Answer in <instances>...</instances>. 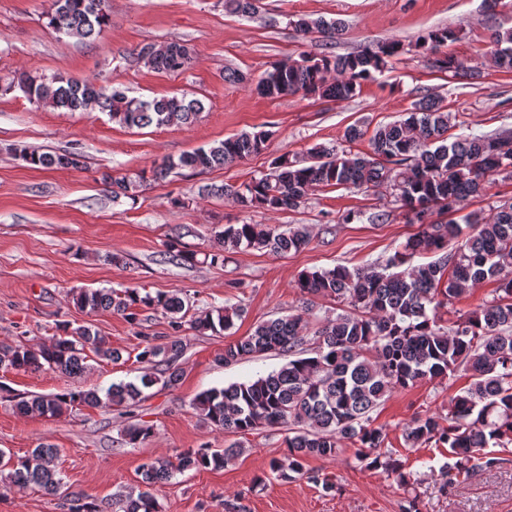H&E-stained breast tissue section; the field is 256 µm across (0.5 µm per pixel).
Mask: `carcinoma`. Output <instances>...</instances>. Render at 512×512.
Wrapping results in <instances>:
<instances>
[{
	"mask_svg": "<svg viewBox=\"0 0 512 512\" xmlns=\"http://www.w3.org/2000/svg\"><path fill=\"white\" fill-rule=\"evenodd\" d=\"M258 0H224V10L250 18ZM53 29L79 40L100 34L109 22L106 0H52L47 14ZM296 27L304 34L319 33L328 38L342 30V24L323 17H302ZM456 30L439 28L428 32L415 48L434 56L436 68L452 74L459 83L470 85L480 72L466 66L441 48L455 40ZM403 52L398 42H382L374 48L347 56L305 54L277 62L256 82V90L267 98L301 93L305 96L346 100L361 85L385 72L390 61ZM490 53L496 66L512 72V28L492 34ZM139 59L162 72L186 69L191 57L180 45L176 55L151 53L141 47ZM27 99L67 112H106L112 121L128 128H161L192 124L204 110L198 98L155 97L143 100L112 89L96 79L70 80L63 77L30 75L16 78ZM451 113L444 101L424 94L417 98L401 119L377 126L369 138L370 151H337L314 146L307 157L283 154L269 171L238 187L209 188L214 196H230L244 208L271 212L296 210L314 191L331 186L376 188L385 183L395 190L397 202L408 222L418 231L408 237L402 249L367 268L351 270L336 265L302 273L295 284L304 295L329 297L348 310L312 327L307 312L290 313L261 322L254 331L224 346L218 361L232 365L248 357L275 354L288 358L279 369L255 380L233 383L196 395L192 409L214 429L226 434L248 435L265 428L286 427L288 453L270 461V472L282 480L307 474L305 461L311 456H336L345 440L363 448L358 460L383 470L405 486L418 479L404 471L395 452L375 456L386 435L370 423V413L394 389L406 388L418 380L443 379L456 372L470 378L469 385L448 403V415H425L406 428V441L413 447L426 443L448 449V463L442 471L443 488L474 470L492 471L502 458L482 452L489 445L512 444V203L504 204L490 217L470 213L462 222L431 220L437 211L458 209L461 202L481 197L488 177L512 167V130L493 134L451 133ZM267 133H242L207 149L199 148L169 158L153 169L163 177L175 170L202 172L231 165L259 153ZM16 155L34 168H77L80 155L40 153L27 147ZM113 197L135 199L147 186V177L103 176ZM191 233L186 225L171 229L162 260L175 264H224L225 254L242 250L272 254L297 252L310 243L304 224L281 231L268 224H230L215 234L211 249L198 253L182 249L181 239ZM440 253L426 264H412L422 253ZM486 280L498 284L495 296L478 310L454 319L446 308L465 286ZM78 308L90 313L109 310L133 325L140 324L141 307L161 310L176 333L184 326L197 334H217L230 329L241 317L238 304L195 310L179 293L142 294L136 288L83 289L76 294ZM61 334L38 348L22 342L0 344V369L52 370L65 377L82 374L88 353L117 361L105 337L90 325H58ZM138 360L144 364L163 362L166 373H143L129 381L111 384L105 393L72 390L53 395L22 397L15 403L21 415L60 417L79 406L131 407L143 398L144 390L156 385L175 387L181 373L176 362L182 355L181 340L156 343L146 336ZM152 426L141 423L126 431L127 443L135 445L149 437ZM58 449L43 445L16 457L0 449V472L8 471L13 486H35L53 495L61 478L51 467ZM231 448H191L172 460L158 456L141 465V484L146 490L122 501V512H158L154 486L190 469L222 468L232 457ZM69 512H106L76 493Z\"/></svg>",
	"mask_w": 512,
	"mask_h": 512,
	"instance_id": "1",
	"label": "carcinoma"
}]
</instances>
